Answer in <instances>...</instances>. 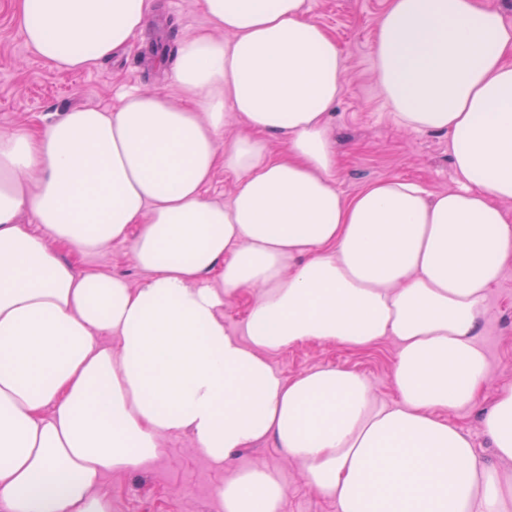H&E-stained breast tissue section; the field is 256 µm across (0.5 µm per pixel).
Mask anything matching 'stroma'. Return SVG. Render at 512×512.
<instances>
[{
	"label": "stroma",
	"instance_id": "35a3bbf8",
	"mask_svg": "<svg viewBox=\"0 0 512 512\" xmlns=\"http://www.w3.org/2000/svg\"><path fill=\"white\" fill-rule=\"evenodd\" d=\"M309 16L336 39L344 54L345 89L328 116L330 136L339 161L335 179L339 191L355 195L365 185L388 179L421 183L441 193L455 188L448 153V136L403 128L385 104L374 72L373 38L386 0H307ZM18 0H0V136L17 129H37L58 113L77 108H117L129 90L174 93L171 62L155 58L152 44L177 47L187 36L208 26L200 0H155L154 13L126 50L93 70L66 73L51 69L27 47L18 25ZM75 259L86 269L111 272L130 285L146 277L133 258L129 243L115 242ZM481 344L488 361L489 381L477 405L449 413L448 418L472 438L478 453H494L481 424V411L498 390L512 386V260L489 291L481 324ZM398 344L383 338L364 350L327 340H309L269 354L270 364L284 377L342 366L363 373L379 403L391 404L398 394L391 380ZM162 454L139 472L107 476L101 490L112 500V512H216L215 490L225 474L214 469L189 434L162 438ZM231 465H266L279 471L285 487L281 512H338L332 499L314 491L301 467L288 459L274 440L267 439L232 455Z\"/></svg>",
	"mask_w": 512,
	"mask_h": 512
}]
</instances>
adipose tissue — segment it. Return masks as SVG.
Listing matches in <instances>:
<instances>
[{"label": "adipose tissue", "mask_w": 512, "mask_h": 512, "mask_svg": "<svg viewBox=\"0 0 512 512\" xmlns=\"http://www.w3.org/2000/svg\"><path fill=\"white\" fill-rule=\"evenodd\" d=\"M177 96L61 113L0 138V512H112L106 475L189 433L216 469L272 439L340 512H512V387L484 410L495 458L448 422L487 382L480 317L512 257V23L497 0H387L375 73L397 122L447 134L456 186L336 187L327 115L345 88L307 0H200ZM154 0H21L28 48L84 72ZM234 114L243 130L224 137ZM281 136L273 153L268 136ZM230 203L207 200L216 167ZM34 221L24 224L22 213ZM129 242L130 286L60 255ZM255 291L244 336L224 305ZM112 336L117 346L102 344ZM398 342L394 404L366 377L267 360L311 339ZM277 470L239 468L218 512H280Z\"/></svg>", "instance_id": "1"}]
</instances>
